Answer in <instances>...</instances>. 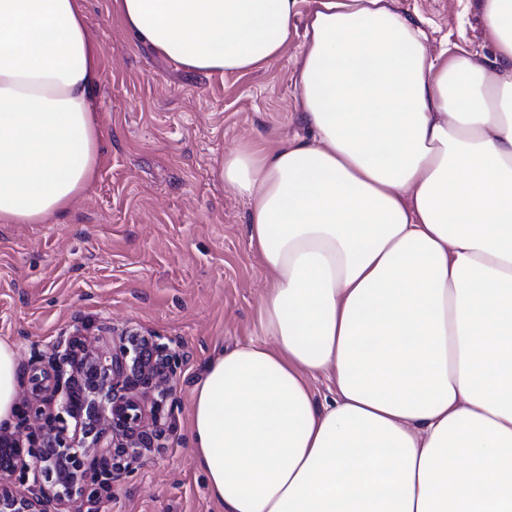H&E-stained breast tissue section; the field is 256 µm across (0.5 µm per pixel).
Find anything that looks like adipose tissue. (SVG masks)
Masks as SVG:
<instances>
[{
  "instance_id": "adipose-tissue-1",
  "label": "adipose tissue",
  "mask_w": 512,
  "mask_h": 512,
  "mask_svg": "<svg viewBox=\"0 0 512 512\" xmlns=\"http://www.w3.org/2000/svg\"><path fill=\"white\" fill-rule=\"evenodd\" d=\"M299 0H113L193 71L279 58ZM393 0H314L307 130L225 156L268 278L255 340L193 394L192 460L224 512H512V0L488 48L431 55ZM102 48L77 0H0V223L94 179ZM330 376L332 398L311 379ZM19 366L0 341V422Z\"/></svg>"
}]
</instances>
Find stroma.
<instances>
[{"label":"stroma","instance_id":"35a3bbf8","mask_svg":"<svg viewBox=\"0 0 512 512\" xmlns=\"http://www.w3.org/2000/svg\"><path fill=\"white\" fill-rule=\"evenodd\" d=\"M102 46L97 175L67 215L0 224V340L26 366L32 347L101 327L169 338L185 354L177 430L120 475L99 512H222L192 462L193 391L219 352L254 339L266 275L248 242L245 200L225 188V155L304 135L297 64L313 0H300L282 56L219 76L195 72L135 41L112 0H78ZM422 20L430 52L485 43L467 0H395Z\"/></svg>","mask_w":512,"mask_h":512}]
</instances>
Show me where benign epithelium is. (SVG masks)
<instances>
[{"mask_svg": "<svg viewBox=\"0 0 512 512\" xmlns=\"http://www.w3.org/2000/svg\"><path fill=\"white\" fill-rule=\"evenodd\" d=\"M98 341L78 329L31 352L29 388L14 423L0 425V448L12 451L0 512H97L116 478L174 433L183 355L154 334H123L105 350ZM36 469L46 483L18 492L12 477Z\"/></svg>", "mask_w": 512, "mask_h": 512, "instance_id": "7a95c632", "label": "benign epithelium"}]
</instances>
